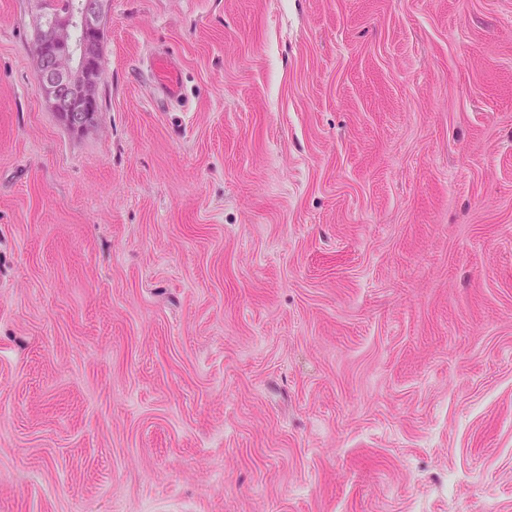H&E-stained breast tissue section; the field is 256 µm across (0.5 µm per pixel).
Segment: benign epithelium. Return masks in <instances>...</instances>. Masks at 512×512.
Segmentation results:
<instances>
[{
  "label": "benign epithelium",
  "instance_id": "benign-epithelium-1",
  "mask_svg": "<svg viewBox=\"0 0 512 512\" xmlns=\"http://www.w3.org/2000/svg\"><path fill=\"white\" fill-rule=\"evenodd\" d=\"M103 2L82 0L77 15L42 22L36 34V79L54 111L73 130L92 122L98 104Z\"/></svg>",
  "mask_w": 512,
  "mask_h": 512
}]
</instances>
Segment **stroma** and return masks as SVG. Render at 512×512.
<instances>
[{
  "label": "stroma",
  "mask_w": 512,
  "mask_h": 512,
  "mask_svg": "<svg viewBox=\"0 0 512 512\" xmlns=\"http://www.w3.org/2000/svg\"><path fill=\"white\" fill-rule=\"evenodd\" d=\"M40 2L0 0V512H512V0H107L80 132Z\"/></svg>",
  "instance_id": "1"
}]
</instances>
